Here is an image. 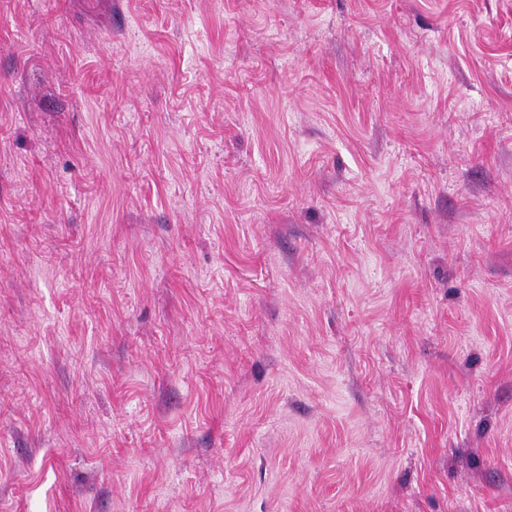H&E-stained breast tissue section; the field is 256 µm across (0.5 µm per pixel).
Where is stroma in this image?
I'll return each mask as SVG.
<instances>
[{"label":"stroma","mask_w":512,"mask_h":512,"mask_svg":"<svg viewBox=\"0 0 512 512\" xmlns=\"http://www.w3.org/2000/svg\"><path fill=\"white\" fill-rule=\"evenodd\" d=\"M0 512H512V0H0Z\"/></svg>","instance_id":"1"}]
</instances>
